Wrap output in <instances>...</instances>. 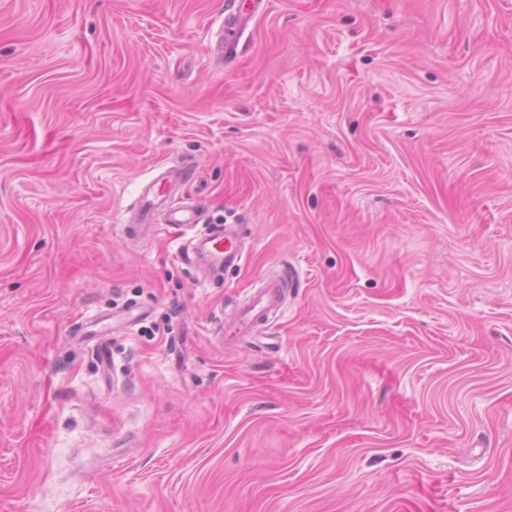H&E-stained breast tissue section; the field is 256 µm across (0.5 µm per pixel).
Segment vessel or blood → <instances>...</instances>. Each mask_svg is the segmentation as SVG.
Wrapping results in <instances>:
<instances>
[{
	"label": "vessel or blood",
	"mask_w": 512,
	"mask_h": 512,
	"mask_svg": "<svg viewBox=\"0 0 512 512\" xmlns=\"http://www.w3.org/2000/svg\"><path fill=\"white\" fill-rule=\"evenodd\" d=\"M251 15V10L239 7L225 12L221 32L212 47L213 53H226L231 47L230 35L239 33ZM188 176V167L181 163L142 184L138 198L126 212L125 230L129 240L137 242L171 227H192L204 223L205 214L199 206L185 204L175 198L177 187L183 185ZM179 254L194 266L198 265L200 257H207L217 268L238 265L243 258L236 233L229 224L215 225L192 245H181ZM294 278L291 271L272 274L261 287L251 290L233 308L225 311L220 325V334L225 341L245 345L268 325L282 311Z\"/></svg>",
	"instance_id": "obj_1"
}]
</instances>
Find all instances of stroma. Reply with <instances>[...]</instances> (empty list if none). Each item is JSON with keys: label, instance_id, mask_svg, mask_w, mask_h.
<instances>
[{"label": "stroma", "instance_id": "1", "mask_svg": "<svg viewBox=\"0 0 512 512\" xmlns=\"http://www.w3.org/2000/svg\"><path fill=\"white\" fill-rule=\"evenodd\" d=\"M265 2L0 0V512H512V0ZM253 3H259V0H251L252 7L247 10H243L239 4L234 10L224 13V25H222L221 32L211 48L214 54L224 55L231 48L229 36L232 33H239L248 23L253 12ZM188 176V167L181 163L142 184L138 198L126 212L125 230L129 240L138 242L171 227L207 224L199 206L176 201V189ZM234 225L216 224L204 237L195 243L181 245L179 255L187 263L200 267L199 259L205 256L212 266L221 269L236 266L243 258V252L237 243ZM191 248V252L189 251ZM295 274L281 271L268 276L260 288L251 290L233 308L224 312L220 334L224 341L243 346L282 311Z\"/></svg>", "mask_w": 512, "mask_h": 512}]
</instances>
